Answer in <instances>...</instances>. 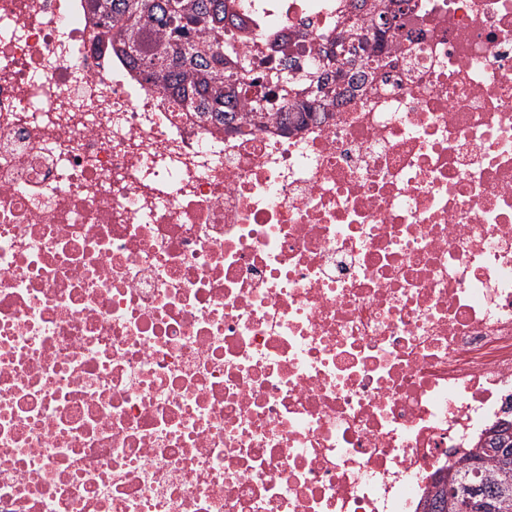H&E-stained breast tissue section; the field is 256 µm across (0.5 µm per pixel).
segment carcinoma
<instances>
[{"instance_id":"cac0c4a2","label":"carcinoma","mask_w":512,"mask_h":512,"mask_svg":"<svg viewBox=\"0 0 512 512\" xmlns=\"http://www.w3.org/2000/svg\"><path fill=\"white\" fill-rule=\"evenodd\" d=\"M99 18L100 37L118 43L128 63L145 73L156 90L195 106L207 118L224 124L234 119L238 103L250 106L257 127L272 120L300 125L341 94L346 67L370 71L388 65L387 49L399 35V23L411 0H374L369 20L351 17L326 36L319 56L298 64L288 53L262 72L242 55L226 34L233 21L227 0H88ZM385 13L396 23L379 24ZM483 462L473 479L488 492L512 493V425L495 426L477 448ZM472 455L464 456L439 476L427 497L425 512H458L452 491L469 473Z\"/></svg>"}]
</instances>
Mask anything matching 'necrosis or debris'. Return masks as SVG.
Segmentation results:
<instances>
[{
  "label": "necrosis or debris",
  "mask_w": 512,
  "mask_h": 512,
  "mask_svg": "<svg viewBox=\"0 0 512 512\" xmlns=\"http://www.w3.org/2000/svg\"><path fill=\"white\" fill-rule=\"evenodd\" d=\"M413 2L285 131L0 0V512H422L512 416V0ZM353 9L247 0L238 48Z\"/></svg>",
  "instance_id": "1"
}]
</instances>
